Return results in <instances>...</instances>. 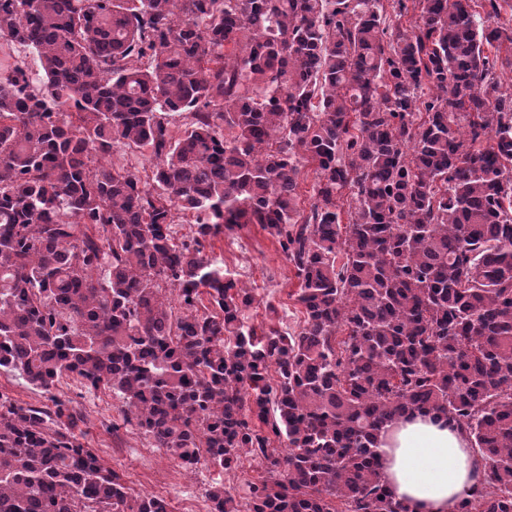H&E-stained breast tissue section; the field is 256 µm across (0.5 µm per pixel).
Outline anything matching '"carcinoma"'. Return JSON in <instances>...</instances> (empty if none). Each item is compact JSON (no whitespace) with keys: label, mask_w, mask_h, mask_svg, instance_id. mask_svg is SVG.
<instances>
[{"label":"carcinoma","mask_w":512,"mask_h":512,"mask_svg":"<svg viewBox=\"0 0 512 512\" xmlns=\"http://www.w3.org/2000/svg\"><path fill=\"white\" fill-rule=\"evenodd\" d=\"M472 2L0 0L46 75L0 80V369L51 402L0 392V512H171L85 447L65 378L182 464L258 461L211 512H411L377 441L430 412L486 472L458 512H512V4ZM245 224L296 271V334L205 251ZM102 163L110 167L133 172H143L152 162L151 149L148 146L129 149L124 146H116L112 153L101 158Z\"/></svg>","instance_id":"1"}]
</instances>
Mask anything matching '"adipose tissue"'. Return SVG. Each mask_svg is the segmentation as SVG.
I'll return each instance as SVG.
<instances>
[{"instance_id":"ef3b65f1","label":"adipose tissue","mask_w":512,"mask_h":512,"mask_svg":"<svg viewBox=\"0 0 512 512\" xmlns=\"http://www.w3.org/2000/svg\"><path fill=\"white\" fill-rule=\"evenodd\" d=\"M383 475L412 512H457L484 472L465 434L418 416L381 437Z\"/></svg>"}]
</instances>
